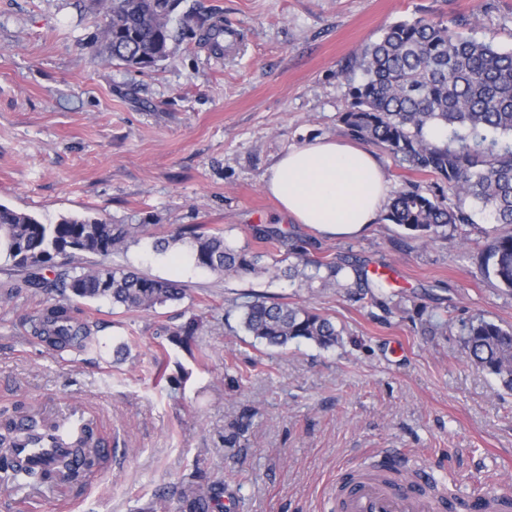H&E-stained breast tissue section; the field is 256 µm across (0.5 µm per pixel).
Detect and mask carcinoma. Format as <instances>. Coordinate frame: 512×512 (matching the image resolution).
Wrapping results in <instances>:
<instances>
[{"label":"carcinoma","instance_id":"cac0c4a2","mask_svg":"<svg viewBox=\"0 0 512 512\" xmlns=\"http://www.w3.org/2000/svg\"><path fill=\"white\" fill-rule=\"evenodd\" d=\"M105 13L101 56L128 67L139 60L151 68L166 59L175 41L174 21L180 0H95ZM344 76L348 105L338 119L349 136L382 146L399 166L431 175L448 186L456 198L449 204L415 185L398 190L386 219L416 233L424 241L440 236L450 224H472L473 210L487 213L497 224L512 226V48L493 39L475 40L454 32L442 20L419 17L388 26L381 37L353 54ZM444 136L434 140L430 132ZM144 224H107L98 219L63 216L45 224L33 215L0 204V254L28 272L32 288L47 285L42 271L60 255L109 256L145 234ZM191 238L195 264L231 275L253 271L259 255L236 249L221 230L192 225L180 235L156 241L166 251ZM485 276L512 292V231L494 233L478 252ZM307 281L327 269L324 280L333 285L341 269L305 261ZM70 297L107 300L115 306L150 310L184 297L173 281L159 280L132 270L100 264L70 277ZM242 309L244 331L269 346L285 347L305 340L328 348L340 333L330 318L297 304L247 299ZM34 335L59 349L86 352L100 347L94 324L79 321L70 304L58 301L31 320ZM200 324L193 319L171 335L175 345L189 347ZM466 359L495 376L512 391V327L483 317L463 326ZM44 429L33 419H18L0 411V439L11 448L25 435ZM84 440L57 455L56 472L79 482L105 461L92 446L90 428ZM50 473L27 465L0 466V487L19 488L44 483ZM217 496L200 485L181 492L182 512H208Z\"/></svg>","mask_w":512,"mask_h":512}]
</instances>
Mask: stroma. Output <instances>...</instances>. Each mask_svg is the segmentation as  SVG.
<instances>
[{"mask_svg": "<svg viewBox=\"0 0 512 512\" xmlns=\"http://www.w3.org/2000/svg\"><path fill=\"white\" fill-rule=\"evenodd\" d=\"M177 13L241 38L216 50L181 24L167 60L130 70L98 59L93 0H0V204L46 223L146 225L109 264L186 289L151 310L72 300L78 320L102 325L100 349L75 356L30 321L94 256L57 259L46 290L0 258V410L50 420L80 408L112 450L84 485L0 489V512H179L157 493L198 484L219 490L211 512H328L342 468L381 448L448 492L512 496V392L468 364L461 332L477 315L512 326V293L484 277L473 248L493 220L475 213L428 243L382 216L360 236L328 237L288 219L262 182L289 146L346 139L342 69L387 26L456 20L512 48V0H181ZM191 224L264 253L263 270L224 276L197 267L189 246L153 249ZM300 247L385 273L384 285L287 276ZM248 293L315 308L340 343L254 340L239 310ZM193 318L195 344L173 345L169 330Z\"/></svg>", "mask_w": 512, "mask_h": 512, "instance_id": "obj_1", "label": "stroma"}]
</instances>
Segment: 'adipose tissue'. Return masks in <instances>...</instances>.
Here are the masks:
<instances>
[{"label":"adipose tissue","instance_id":"obj_1","mask_svg":"<svg viewBox=\"0 0 512 512\" xmlns=\"http://www.w3.org/2000/svg\"><path fill=\"white\" fill-rule=\"evenodd\" d=\"M264 186L295 223L336 237L364 233L388 197V180L374 154L329 138L280 155L265 174Z\"/></svg>","mask_w":512,"mask_h":512}]
</instances>
